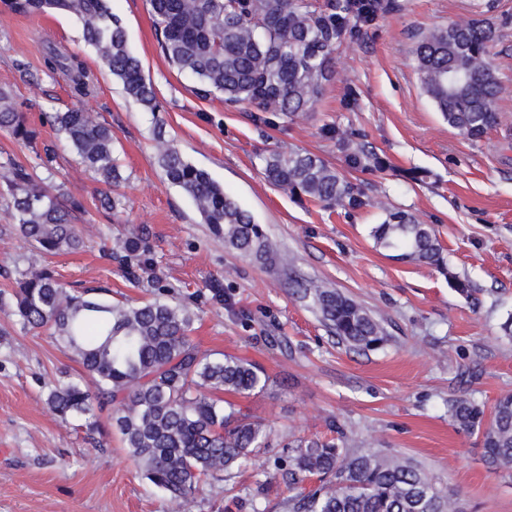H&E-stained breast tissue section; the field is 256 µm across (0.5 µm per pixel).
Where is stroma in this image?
I'll return each mask as SVG.
<instances>
[{"instance_id": "1", "label": "stroma", "mask_w": 512, "mask_h": 512, "mask_svg": "<svg viewBox=\"0 0 512 512\" xmlns=\"http://www.w3.org/2000/svg\"><path fill=\"white\" fill-rule=\"evenodd\" d=\"M129 49L154 84L160 108L128 98L101 70L75 17L26 16L0 5V87L40 131L36 149L0 132V162L15 157L41 169L39 151L55 150L52 178L85 206L84 244L48 258L65 288H104L112 300L165 295L196 315L193 343L214 358L255 363L267 387L234 397L259 418L270 446L234 485L209 487L199 512H290L288 441L332 437L377 443L426 466L459 498L464 512H512V479L490 472L479 433L459 429L448 402L473 396L485 407L512 391V0H379L336 50V75L312 110L288 116L230 107L192 93L193 78L160 52L149 0H111ZM462 20L496 27L491 60L502 83L504 119L473 141L448 126L415 70L420 29ZM79 54L97 77L86 107L114 136L122 180L105 189L56 132L46 112L76 107L64 81L46 74L44 42ZM165 137L254 217L293 269L241 257L203 223L193 200L165 178L155 152ZM302 151L333 166L355 204L332 208L271 184L269 153ZM375 153L388 169L368 161ZM424 180H412L414 171ZM118 196L102 209L101 192ZM414 214L444 248L445 269L400 261L370 231L383 207ZM145 232L151 266L129 280L109 242ZM25 245L0 181V512H170L131 460L109 420L98 430L56 415L50 388L82 375L50 331L21 327L12 289L29 268ZM468 281L464 296L454 278ZM320 279L353 298L388 333L358 352L291 294L294 280Z\"/></svg>"}]
</instances>
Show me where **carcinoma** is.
<instances>
[{
  "label": "carcinoma",
  "mask_w": 512,
  "mask_h": 512,
  "mask_svg": "<svg viewBox=\"0 0 512 512\" xmlns=\"http://www.w3.org/2000/svg\"><path fill=\"white\" fill-rule=\"evenodd\" d=\"M19 14L74 15L84 41L124 93L152 111L158 101L141 60L127 48L126 34L110 0H0ZM160 50L179 73L194 78L201 100L254 105L263 112L294 116L310 111L332 74L334 53L362 16L360 0H335L327 11L309 0H149ZM494 27L471 20L422 31L415 47L421 86L448 125L472 140L502 122L496 107L501 82L490 61ZM45 67L77 97L89 95L94 79L74 54L47 46ZM43 122L63 135L81 162L112 186L120 181L112 152V128L80 107L46 112ZM0 131L30 145L36 131L18 111L12 94L0 90ZM165 178L192 198L204 223L224 236L239 255L260 261L277 257L275 245L253 216L209 174L159 140ZM265 174L274 184L325 205H339L350 187L335 168L307 152H273ZM20 236L37 250L32 269L16 282L14 315L25 329L53 328L61 350L82 367L84 378L52 387L47 403L60 416L96 426L109 411L129 455L171 512L201 507L204 487L230 481L268 446L262 422L244 416L221 397H247L268 377L252 362L212 359L192 343L195 313L158 299L138 304L112 301L94 288L72 293L40 265V259L80 248L76 228L81 202L37 180L8 159L0 174ZM372 228L376 245L399 260L444 268L433 229L411 213L390 209ZM129 268L149 265L145 238L118 243ZM294 294L307 302L339 343L375 350L388 336L368 309L325 283L306 279ZM455 425L482 435L483 460L512 477V393L496 399L491 414L469 396L448 401ZM288 474L292 512H463L458 497L440 486L424 466L382 448H354L338 439L298 440L290 447Z\"/></svg>",
  "instance_id": "cac0c4a2"
}]
</instances>
